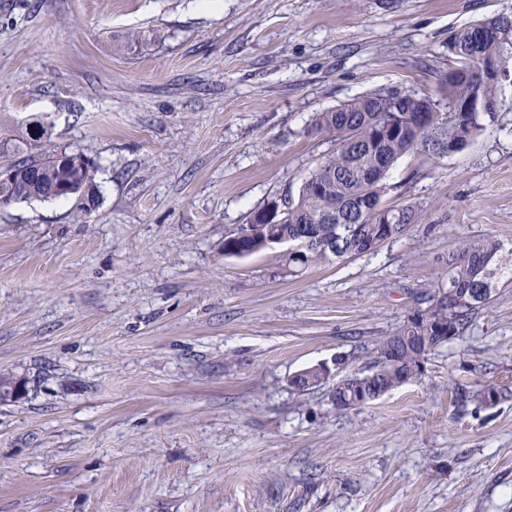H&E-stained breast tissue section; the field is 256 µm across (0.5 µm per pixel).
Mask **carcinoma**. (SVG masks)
Instances as JSON below:
<instances>
[{"instance_id":"1","label":"carcinoma","mask_w":512,"mask_h":512,"mask_svg":"<svg viewBox=\"0 0 512 512\" xmlns=\"http://www.w3.org/2000/svg\"><path fill=\"white\" fill-rule=\"evenodd\" d=\"M150 42V33L133 30L112 49H143ZM448 54L451 65L436 98L384 88L315 113L310 132L328 136L334 149L303 181L297 196L277 200L276 223L252 219V237L232 232L224 237V248L260 252L269 241L288 243V273L294 274L401 237L420 213L412 205L384 202L389 172L406 157L440 159L459 151L496 121L504 104L503 85L483 81L481 64L496 58L512 68V18L493 17L457 29L448 41ZM477 96L491 111H457ZM37 142L29 126L9 139V161L16 173L0 182V197L14 203L52 201L59 199L53 192L58 181H93L90 162L82 154L30 152ZM503 252V244L492 237L460 241L448 254L446 277L437 282L426 306H417L396 331L378 341L372 375L336 383L333 406L352 410L359 393L376 400L417 378L420 363L468 329L501 279L512 280V263L504 262Z\"/></svg>"}]
</instances>
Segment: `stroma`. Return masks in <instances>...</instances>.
<instances>
[{
	"mask_svg": "<svg viewBox=\"0 0 512 512\" xmlns=\"http://www.w3.org/2000/svg\"><path fill=\"white\" fill-rule=\"evenodd\" d=\"M512 0H0V138L83 154L99 206L0 209V512H512V282L416 379L353 410L460 239L512 248V109L462 150L406 158L419 223L293 276L287 245L224 238L331 150L313 113L434 93L448 36ZM149 29L136 55L112 40ZM327 363L328 381L290 378ZM469 400H461V392Z\"/></svg>",
	"mask_w": 512,
	"mask_h": 512,
	"instance_id": "obj_1",
	"label": "stroma"
}]
</instances>
